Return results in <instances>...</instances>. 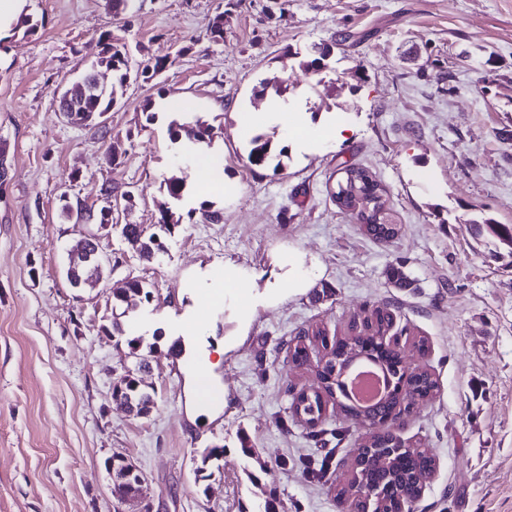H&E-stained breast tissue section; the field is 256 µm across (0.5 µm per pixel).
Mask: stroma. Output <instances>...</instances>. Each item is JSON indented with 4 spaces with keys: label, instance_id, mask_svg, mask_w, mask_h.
I'll use <instances>...</instances> for the list:
<instances>
[{
    "label": "stroma",
    "instance_id": "obj_1",
    "mask_svg": "<svg viewBox=\"0 0 512 512\" xmlns=\"http://www.w3.org/2000/svg\"><path fill=\"white\" fill-rule=\"evenodd\" d=\"M25 15L36 31L0 40V512H341L336 493L366 431L332 400L316 426L293 414L296 394L319 385L323 353L299 366L291 346L316 329L348 339L378 308L438 383L393 425L436 457L411 512H512V246L471 224L477 214L512 224V0H134L117 17L106 0H27ZM106 30L135 61L170 58L124 87L107 144L68 123L55 98ZM314 44L331 50L319 74L297 60ZM264 80L280 96L254 99ZM173 102L214 120L223 187L199 188L177 165ZM300 118L305 136H285ZM328 122L343 135L322 138ZM255 130L286 148L282 171L248 164ZM349 164L383 186L392 239H374L332 199ZM174 176L191 187L187 206L213 202L222 222L180 224L167 254L149 259L110 236L112 272L70 287L67 250L84 227L61 222L60 194L92 202L111 183L136 197L113 221L150 225ZM394 265L409 287L389 279ZM223 271L259 296L225 292L201 328L211 365L192 372L168 338L196 318L205 273ZM132 277L153 292L134 317L142 379L157 392L144 418L111 399L134 359L102 330L107 299ZM215 445L221 467L198 481L195 461ZM117 452L144 475L131 507L110 492L105 462Z\"/></svg>",
    "mask_w": 512,
    "mask_h": 512
}]
</instances>
